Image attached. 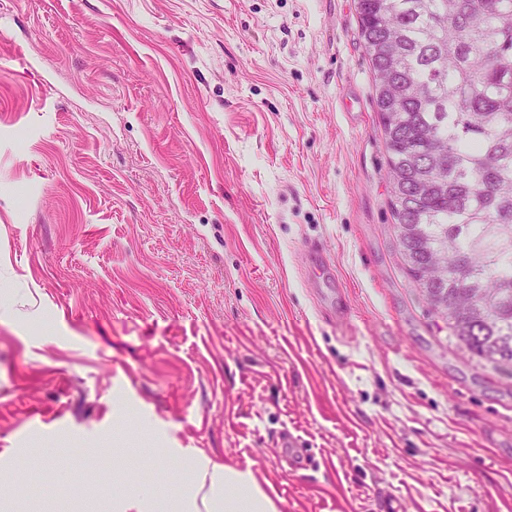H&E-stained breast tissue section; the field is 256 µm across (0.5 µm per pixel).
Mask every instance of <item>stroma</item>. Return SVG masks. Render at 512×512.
Segmentation results:
<instances>
[{"label": "stroma", "instance_id": "obj_1", "mask_svg": "<svg viewBox=\"0 0 512 512\" xmlns=\"http://www.w3.org/2000/svg\"><path fill=\"white\" fill-rule=\"evenodd\" d=\"M353 0H0V468L112 512L153 435L279 512H512V373L412 288ZM353 315L322 318L302 247ZM306 465L290 467L284 434Z\"/></svg>", "mask_w": 512, "mask_h": 512}]
</instances>
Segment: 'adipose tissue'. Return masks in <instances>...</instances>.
Returning a JSON list of instances; mask_svg holds the SVG:
<instances>
[{"instance_id":"ef3b65f1","label":"adipose tissue","mask_w":512,"mask_h":512,"mask_svg":"<svg viewBox=\"0 0 512 512\" xmlns=\"http://www.w3.org/2000/svg\"><path fill=\"white\" fill-rule=\"evenodd\" d=\"M152 454L180 461L184 478L162 499L144 485L113 501V512H279L250 470L211 463L196 448H156Z\"/></svg>"}]
</instances>
